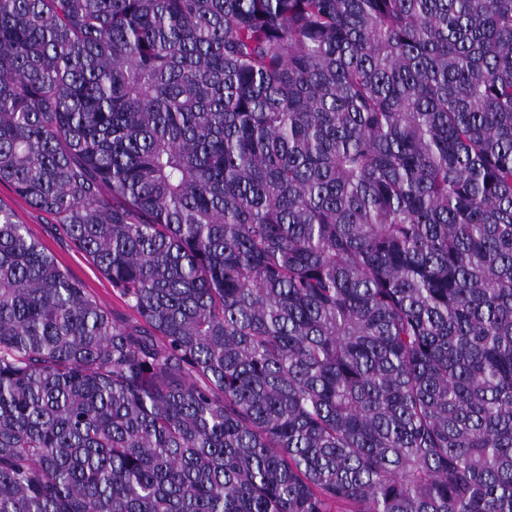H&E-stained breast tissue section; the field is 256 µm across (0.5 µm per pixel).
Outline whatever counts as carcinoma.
Masks as SVG:
<instances>
[{
	"label": "carcinoma",
	"instance_id": "1",
	"mask_svg": "<svg viewBox=\"0 0 512 512\" xmlns=\"http://www.w3.org/2000/svg\"><path fill=\"white\" fill-rule=\"evenodd\" d=\"M0 512H512V0H0ZM0 205L11 209L27 224L30 233L46 244L60 266L80 280L88 291L106 304L120 317L131 320L134 313L114 291L111 283L86 258L65 240L53 237L49 232L52 218L31 208L23 199L16 196L8 186L0 184Z\"/></svg>",
	"mask_w": 512,
	"mask_h": 512
}]
</instances>
